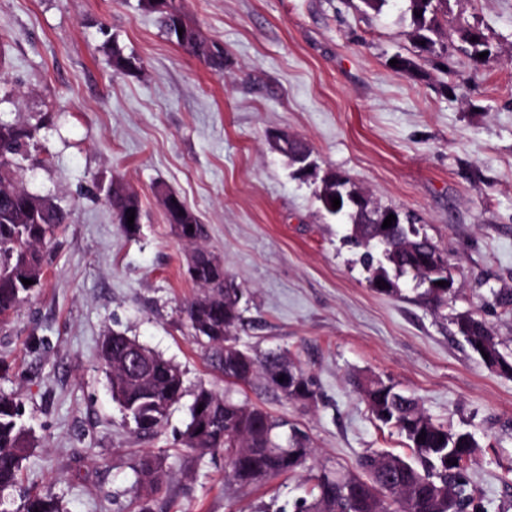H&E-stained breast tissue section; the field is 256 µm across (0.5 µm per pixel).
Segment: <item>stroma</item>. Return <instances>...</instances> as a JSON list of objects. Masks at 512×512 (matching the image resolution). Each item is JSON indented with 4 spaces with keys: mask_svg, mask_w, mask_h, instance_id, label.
<instances>
[{
    "mask_svg": "<svg viewBox=\"0 0 512 512\" xmlns=\"http://www.w3.org/2000/svg\"><path fill=\"white\" fill-rule=\"evenodd\" d=\"M184 9L223 46V75L171 43L138 0H0V117L36 127L23 185L70 214L44 247L42 287L0 321V395L22 402L35 443L15 496L48 490L63 512H131L133 468L150 453L166 475L154 512H291L321 465L407 453L353 389L363 373L392 378L436 420L472 432L476 500L482 512H512V377L489 371L454 326L474 311L512 352V312L492 297L512 293V0H448L440 40L479 26L496 54L478 64L418 54L398 0L378 14L360 0ZM116 50L142 69L114 72ZM397 53L415 57L420 78L391 69ZM278 132L376 203L420 217L455 270L447 308L426 309L407 282L398 296L371 288L344 225L322 217L311 180L292 178L272 149ZM113 181L142 201L136 232L114 222ZM160 187L197 212L205 248L242 288L240 345L290 352L317 401L227 385L183 313L199 289ZM111 331L183 372L186 393L157 433H134L112 400L98 359ZM202 387L296 423L311 458L260 485L230 483L223 454L179 442Z\"/></svg>",
    "mask_w": 512,
    "mask_h": 512,
    "instance_id": "stroma-1",
    "label": "stroma"
}]
</instances>
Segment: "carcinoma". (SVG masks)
<instances>
[{"label":"carcinoma","instance_id":"cac0c4a2","mask_svg":"<svg viewBox=\"0 0 512 512\" xmlns=\"http://www.w3.org/2000/svg\"><path fill=\"white\" fill-rule=\"evenodd\" d=\"M142 9L153 13L168 40L195 56L214 72H224V48L205 38L186 18L181 0H167V8H157L155 0H138ZM402 15H410L412 36L421 53L443 54L437 50L439 15L447 0H401ZM183 34H178V29ZM460 51L479 63L478 54L493 55L494 47L485 34H477L472 26L459 30ZM393 58V70L414 77L416 61L402 54ZM140 63L136 57L113 52L116 71H131ZM34 148L32 130L16 122L0 118V318L9 315L26 299L33 285L30 279L41 270L44 254L41 247L55 231L68 222L69 215L54 202L19 186L27 171ZM166 219L174 234L190 244L207 237V227L199 215L176 193L159 190ZM315 196L322 210L348 225L346 242L362 247V264L368 281L382 275L398 283H413L417 298L433 310L448 306L450 292L434 288L418 279L415 269L422 254L438 247L417 227L419 218L410 212L394 210L398 224L387 241L388 258L366 244L371 225L378 223L384 207L373 204L359 207L354 197L363 196L349 178L332 169L316 187ZM341 204L332 208L331 198ZM108 202L115 223L129 230L127 217L135 212L136 224L143 222L145 212L139 196L121 184L108 190ZM217 257L208 254L197 268L193 283L200 293L187 302L184 312L196 339L211 352L215 366L231 384L261 386L277 391L271 385L283 364L299 373L298 390L285 398L313 401L317 398L315 383L294 361L281 352H256L240 346L236 332L241 324L239 307L242 289L231 277L213 265ZM470 326L457 330L469 349L484 346L490 354L512 363V354L504 352L502 343L487 323L473 313L465 314ZM130 337L112 332L100 340L101 365L108 374L112 399L135 430L151 434L166 422L171 409L184 396L183 373L171 361L148 347H143L141 371L144 380L127 381L120 357ZM351 383L374 418L395 428L407 441L411 456L392 452H371L357 462V471H341L320 466L313 475L310 492L293 502V512H479L473 491L469 488L467 464L478 452L479 444L469 431L454 430L433 419L413 394L389 379L376 375H356ZM202 411H197L198 407ZM423 439H418L421 433ZM184 447L201 453L222 452L230 466L229 476L240 486L259 484L271 477L302 467L312 449L306 433L296 424L276 417L257 406L234 400L212 390L201 388L189 408V420L182 432ZM32 448L31 435L23 421L21 403L0 396V512H14L7 491L15 488L23 464ZM138 493L137 512H152L150 498L163 485L161 461L146 454L133 469ZM21 512H61L59 502L51 495L27 494L19 507Z\"/></svg>","mask_w":512,"mask_h":512}]
</instances>
